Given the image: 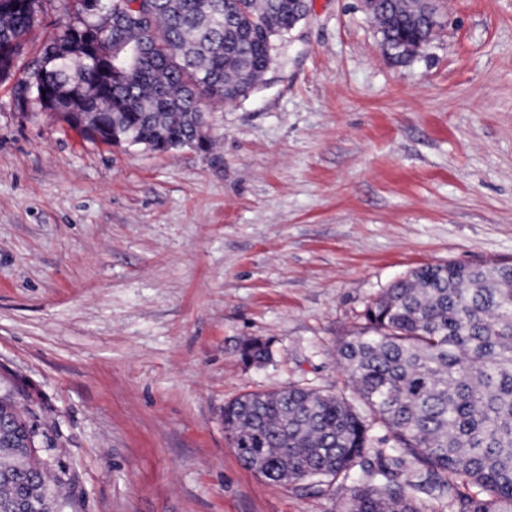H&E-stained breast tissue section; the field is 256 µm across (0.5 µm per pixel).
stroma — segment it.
Here are the masks:
<instances>
[{"label":"stroma","mask_w":512,"mask_h":512,"mask_svg":"<svg viewBox=\"0 0 512 512\" xmlns=\"http://www.w3.org/2000/svg\"><path fill=\"white\" fill-rule=\"evenodd\" d=\"M437 3L399 60L362 0H312L205 151L87 140L16 108L23 65L0 80V394L67 512H343L352 480L246 469L224 407L298 387L370 417L336 355L366 307L425 264L512 263V0Z\"/></svg>","instance_id":"stroma-1"}]
</instances>
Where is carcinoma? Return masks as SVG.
<instances>
[{
	"label": "carcinoma",
	"mask_w": 512,
	"mask_h": 512,
	"mask_svg": "<svg viewBox=\"0 0 512 512\" xmlns=\"http://www.w3.org/2000/svg\"><path fill=\"white\" fill-rule=\"evenodd\" d=\"M58 30L27 63L14 101L43 94L91 140L135 137L164 152L192 140L201 113L254 87L268 70L267 42L310 0H54ZM44 14L20 0L0 17V79L12 75ZM383 41L409 55L437 25L429 0H375ZM367 326L337 354L397 448L370 446L368 425L342 397L299 388L246 394L224 406V432L243 465L270 483L317 487L358 467L345 512H420L423 495L450 512H512V266L426 264L397 280L365 311ZM269 354L252 339L245 362ZM0 509L22 498L59 512L58 478L37 446L39 431L9 396L0 398ZM31 446L20 465L11 444ZM473 485L480 493L465 488Z\"/></svg>",
	"instance_id": "1"
}]
</instances>
